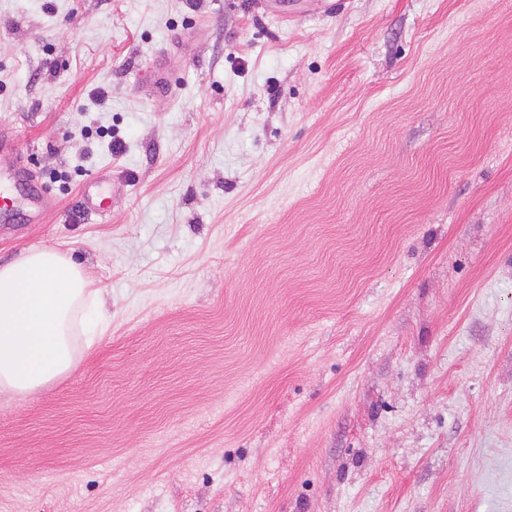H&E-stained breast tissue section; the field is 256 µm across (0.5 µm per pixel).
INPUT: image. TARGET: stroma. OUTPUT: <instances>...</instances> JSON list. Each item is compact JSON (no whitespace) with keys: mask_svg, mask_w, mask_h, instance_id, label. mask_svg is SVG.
<instances>
[{"mask_svg":"<svg viewBox=\"0 0 512 512\" xmlns=\"http://www.w3.org/2000/svg\"><path fill=\"white\" fill-rule=\"evenodd\" d=\"M283 8L0 0L52 205L0 264L56 248L107 311L0 393V512H512V11ZM104 178L96 175L89 178L81 193V206L96 215L106 214L110 207L109 193Z\"/></svg>","mask_w":512,"mask_h":512,"instance_id":"1","label":"stroma"}]
</instances>
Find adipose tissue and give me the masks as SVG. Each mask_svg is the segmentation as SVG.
Masks as SVG:
<instances>
[{
	"label": "adipose tissue",
	"mask_w": 512,
	"mask_h": 512,
	"mask_svg": "<svg viewBox=\"0 0 512 512\" xmlns=\"http://www.w3.org/2000/svg\"><path fill=\"white\" fill-rule=\"evenodd\" d=\"M95 296L86 271L53 248L0 266V390L30 395L68 372L75 326L105 319Z\"/></svg>",
	"instance_id": "ef3b65f1"
}]
</instances>
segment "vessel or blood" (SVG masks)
<instances>
[{
  "label": "vessel or blood",
  "mask_w": 512,
  "mask_h": 512,
  "mask_svg": "<svg viewBox=\"0 0 512 512\" xmlns=\"http://www.w3.org/2000/svg\"><path fill=\"white\" fill-rule=\"evenodd\" d=\"M24 152L18 141L0 134V223L12 224L20 210L39 216L46 200L37 184V177L23 162ZM81 206L97 215L106 214L110 207L106 182L100 176L89 178L81 193Z\"/></svg>",
  "instance_id": "b4317fda"
}]
</instances>
